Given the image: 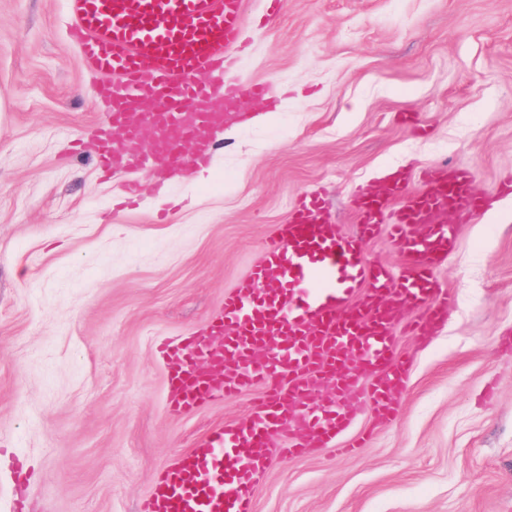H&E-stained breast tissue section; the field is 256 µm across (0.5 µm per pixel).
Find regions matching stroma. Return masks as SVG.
Here are the masks:
<instances>
[{
    "mask_svg": "<svg viewBox=\"0 0 512 512\" xmlns=\"http://www.w3.org/2000/svg\"><path fill=\"white\" fill-rule=\"evenodd\" d=\"M243 11L224 83L271 99L161 206L143 171L98 168L99 78L67 0H0V512H140L177 455L247 421L254 391L171 414L159 347L206 331L302 193L350 234L387 171L467 165L486 194L512 172V0ZM458 235L437 272L454 307L427 343L396 338L412 360L394 418L361 415L370 439L331 463L274 457L252 512H512V197Z\"/></svg>",
    "mask_w": 512,
    "mask_h": 512,
    "instance_id": "1",
    "label": "stroma"
}]
</instances>
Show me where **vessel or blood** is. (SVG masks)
<instances>
[{"label": "vessel or blood", "mask_w": 512, "mask_h": 512, "mask_svg": "<svg viewBox=\"0 0 512 512\" xmlns=\"http://www.w3.org/2000/svg\"><path fill=\"white\" fill-rule=\"evenodd\" d=\"M68 2L86 64L107 77L98 87L102 168L144 165L163 180L207 164L214 133L244 121L245 102L265 93L222 81L244 24L242 0ZM473 183L467 167L435 165L416 179L396 173L356 195L350 235L323 197L301 195L206 337L161 347L171 412L263 392L247 423L213 429L162 471L144 512H249L274 455L330 448L346 456L361 440H336L363 412L390 421L409 369L395 335L425 339L453 303L437 271L458 245L455 221L512 194V175L493 195ZM383 236L400 253L399 269L366 257V244ZM285 427L292 434L275 447Z\"/></svg>", "instance_id": "obj_1"}]
</instances>
